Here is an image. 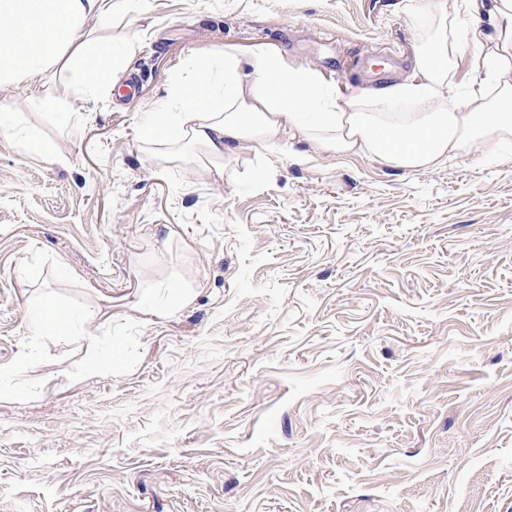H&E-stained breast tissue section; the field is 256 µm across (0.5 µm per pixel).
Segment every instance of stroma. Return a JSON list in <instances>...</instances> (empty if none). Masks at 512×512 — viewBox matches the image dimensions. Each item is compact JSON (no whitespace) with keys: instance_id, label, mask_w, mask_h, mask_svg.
Listing matches in <instances>:
<instances>
[{"instance_id":"1","label":"stroma","mask_w":512,"mask_h":512,"mask_svg":"<svg viewBox=\"0 0 512 512\" xmlns=\"http://www.w3.org/2000/svg\"><path fill=\"white\" fill-rule=\"evenodd\" d=\"M408 2L142 0L93 34L135 97L0 87V512H512V143L413 172L295 138L216 180L143 138L227 43L352 95L409 72ZM48 298L75 319L32 339Z\"/></svg>"}]
</instances>
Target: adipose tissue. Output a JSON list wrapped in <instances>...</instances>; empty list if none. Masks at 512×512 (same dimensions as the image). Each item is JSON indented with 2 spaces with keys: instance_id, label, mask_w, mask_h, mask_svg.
<instances>
[{
  "instance_id": "adipose-tissue-1",
  "label": "adipose tissue",
  "mask_w": 512,
  "mask_h": 512,
  "mask_svg": "<svg viewBox=\"0 0 512 512\" xmlns=\"http://www.w3.org/2000/svg\"><path fill=\"white\" fill-rule=\"evenodd\" d=\"M115 8L114 0H0V86L38 90L62 61L109 71L112 87L122 86L134 44L116 51L77 39L86 28L109 23ZM411 12L417 27L412 73L373 85L370 100L325 85L315 70L274 64L275 45L244 51L228 44L190 57L189 76L148 110L145 138L168 145L169 160L180 158L181 145L196 147L204 171L219 178L226 162L280 147L291 132L314 150L372 155L404 170L436 168L472 146L492 155L512 136V0H495L488 22L496 35L478 55L487 83L469 85L467 105L458 110L448 107V78L460 48L459 18L449 15L445 0H414ZM399 101L418 109L394 111Z\"/></svg>"
}]
</instances>
